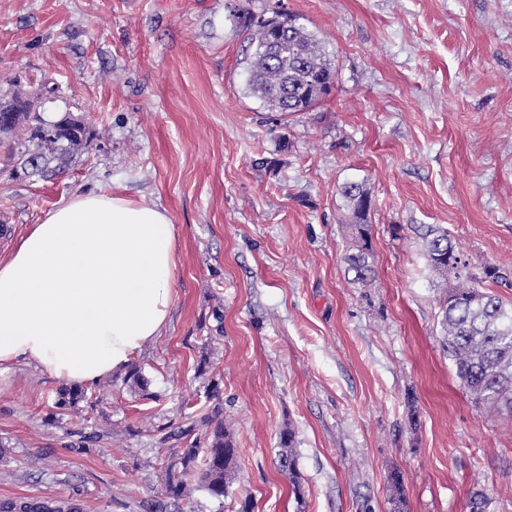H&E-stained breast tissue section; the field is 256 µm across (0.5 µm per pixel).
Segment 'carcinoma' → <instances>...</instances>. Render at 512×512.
<instances>
[{
	"instance_id": "cac0c4a2",
	"label": "carcinoma",
	"mask_w": 512,
	"mask_h": 512,
	"mask_svg": "<svg viewBox=\"0 0 512 512\" xmlns=\"http://www.w3.org/2000/svg\"><path fill=\"white\" fill-rule=\"evenodd\" d=\"M247 28L252 52L246 69V91L267 107L282 114L306 112L326 96L334 81L330 51L317 35L298 24L277 32L267 28L263 18L251 16ZM62 136L53 139L42 135L48 125L40 113L23 110L15 113L7 133L23 132L17 143L21 165L42 173L56 161H63L82 151L89 132L65 124ZM341 192L351 208L354 252L347 255L348 270L355 279L366 282L374 275L368 263L369 197L357 183H346ZM415 231L424 243V256L429 268L449 279L440 298L441 335L456 377L478 404H487L512 413V302L486 287L505 276L495 265H485L477 272L457 250L448 231L437 224H419ZM122 384L132 390L147 391L148 380L142 369L129 364ZM88 400L86 390L63 386L59 389L55 408L64 410ZM208 410L200 418L186 422L166 433L161 441L174 440L182 447L167 465L162 495L172 502L191 498L196 490H204L219 500L226 496L235 479L237 448L233 435L224 428V400L219 384L206 388ZM295 432L286 428L280 433L278 470L292 485L296 497L302 486L294 454ZM0 512H83L74 496L50 501L12 500L0 504Z\"/></svg>"
}]
</instances>
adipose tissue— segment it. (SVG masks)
<instances>
[{"label": "adipose tissue", "mask_w": 512, "mask_h": 512, "mask_svg": "<svg viewBox=\"0 0 512 512\" xmlns=\"http://www.w3.org/2000/svg\"><path fill=\"white\" fill-rule=\"evenodd\" d=\"M177 268L165 211L74 194L0 258V371L34 364L82 386L121 371L165 331Z\"/></svg>", "instance_id": "adipose-tissue-1"}]
</instances>
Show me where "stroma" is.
Instances as JSON below:
<instances>
[{"mask_svg":"<svg viewBox=\"0 0 512 512\" xmlns=\"http://www.w3.org/2000/svg\"><path fill=\"white\" fill-rule=\"evenodd\" d=\"M278 10L335 70L325 98L285 118L245 93L243 18ZM16 79L54 88L44 118H82L91 138L27 174L0 137V257L98 192L166 210L180 263L169 325L134 357L148 394L106 377L59 410L44 369L0 374V502L148 512L173 456L158 428L205 413L214 380L237 475L182 512H394L395 471L404 512H468L476 492L512 512V415L457 379L443 281L413 230L440 225L475 267L512 269V0H0V99ZM348 182L370 198L365 283L345 262ZM80 427L99 436L84 451ZM287 427L299 498L277 469Z\"/></svg>","mask_w":512,"mask_h":512,"instance_id":"obj_1","label":"stroma"}]
</instances>
